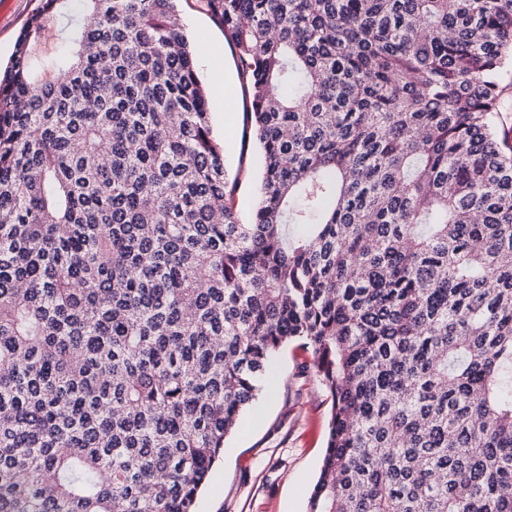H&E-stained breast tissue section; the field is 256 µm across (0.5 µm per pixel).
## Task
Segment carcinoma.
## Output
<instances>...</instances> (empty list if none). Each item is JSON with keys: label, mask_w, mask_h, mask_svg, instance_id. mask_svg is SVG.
I'll return each mask as SVG.
<instances>
[{"label": "carcinoma", "mask_w": 512, "mask_h": 512, "mask_svg": "<svg viewBox=\"0 0 512 512\" xmlns=\"http://www.w3.org/2000/svg\"><path fill=\"white\" fill-rule=\"evenodd\" d=\"M69 2L0 74V512H194L290 343L331 398L307 512H512V0H199L247 223L177 0H81L39 81ZM197 0H181L178 9L183 18L185 30L194 43L203 38L210 45V51L199 53L196 64L203 83L211 90L217 86L230 89L233 93L232 105L234 112H224V104L217 102V96L211 98L213 126L216 133L223 138L224 125L231 120L238 129L237 136L227 141L224 148L225 165L229 172V184L233 185L235 175L239 174V182L234 193L236 209L243 222L248 221L256 205V187L260 173V156L255 144L250 138L244 142V113L250 112L248 91L240 76V63L233 46L224 39V31L220 25L205 11L197 7ZM218 46L221 53L212 63L215 69L202 65L199 60L210 55ZM219 83V84H216ZM80 20L77 2H70L68 11L58 16L50 25L42 41L40 53L35 59L38 78L46 80L52 76L53 69L50 64L62 49V39Z\"/></svg>", "instance_id": "carcinoma-1"}]
</instances>
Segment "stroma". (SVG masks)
Masks as SVG:
<instances>
[{
	"instance_id": "1",
	"label": "stroma",
	"mask_w": 512,
	"mask_h": 512,
	"mask_svg": "<svg viewBox=\"0 0 512 512\" xmlns=\"http://www.w3.org/2000/svg\"><path fill=\"white\" fill-rule=\"evenodd\" d=\"M41 0H0V62H7L28 17ZM178 8L190 39H205L219 48L212 66L198 73L209 90L223 87L233 93L232 111L211 105L216 133L227 123L243 127L250 109L240 63L220 25L197 0H179ZM80 20L77 4L58 16L47 31L37 56L36 74H53L52 60L62 40ZM229 174L238 175L236 209L249 219L256 205L260 156L253 142L235 136L224 148ZM273 393L261 394L241 416V426L227 438L208 483L200 491L195 512H306L307 500L318 477L328 436L331 400L320 384L312 349L289 344L272 360Z\"/></svg>"
}]
</instances>
